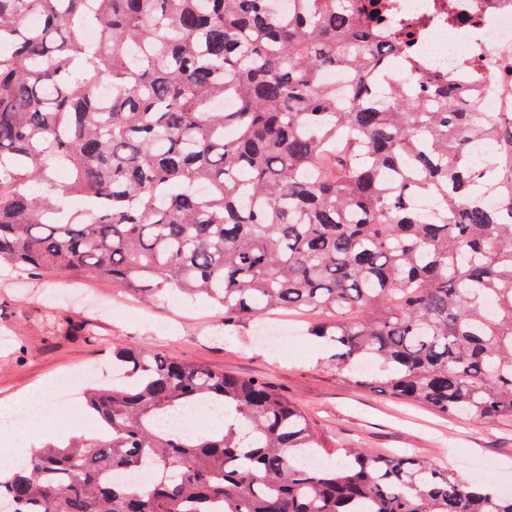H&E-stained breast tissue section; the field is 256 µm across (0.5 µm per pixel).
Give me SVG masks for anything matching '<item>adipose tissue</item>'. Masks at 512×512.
<instances>
[{"mask_svg":"<svg viewBox=\"0 0 512 512\" xmlns=\"http://www.w3.org/2000/svg\"><path fill=\"white\" fill-rule=\"evenodd\" d=\"M39 391L8 403H0V478L19 472L29 453L30 439L26 428L16 423L17 416L29 413L32 402L39 398Z\"/></svg>","mask_w":512,"mask_h":512,"instance_id":"1","label":"adipose tissue"}]
</instances>
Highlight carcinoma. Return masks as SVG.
<instances>
[{"label": "carcinoma", "instance_id": "obj_1", "mask_svg": "<svg viewBox=\"0 0 512 512\" xmlns=\"http://www.w3.org/2000/svg\"><path fill=\"white\" fill-rule=\"evenodd\" d=\"M289 2L0 0V264L204 296L226 327L317 315L357 382L512 421V118L431 78L376 100L415 65L380 5ZM474 139L495 150L481 168ZM112 365L128 379L85 402L104 436L35 450L0 480L15 512H512L490 479L412 455L299 465L318 438L266 380L137 346ZM188 406L224 429L171 435Z\"/></svg>", "mask_w": 512, "mask_h": 512}]
</instances>
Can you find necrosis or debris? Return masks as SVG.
<instances>
[{
  "label": "necrosis or debris",
  "instance_id": "4bbe7bcc",
  "mask_svg": "<svg viewBox=\"0 0 512 512\" xmlns=\"http://www.w3.org/2000/svg\"><path fill=\"white\" fill-rule=\"evenodd\" d=\"M430 76L474 83V102L512 117V0H382Z\"/></svg>",
  "mask_w": 512,
  "mask_h": 512
}]
</instances>
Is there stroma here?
Wrapping results in <instances>:
<instances>
[{"instance_id": "35a3bbf8", "label": "stroma", "mask_w": 512, "mask_h": 512, "mask_svg": "<svg viewBox=\"0 0 512 512\" xmlns=\"http://www.w3.org/2000/svg\"><path fill=\"white\" fill-rule=\"evenodd\" d=\"M277 324L294 349L254 337V326L225 327L223 311L203 299L165 295L150 301L129 296L125 286L64 274L32 277L0 267V402L32 387H53L65 374L109 365L113 348H152L182 361L241 377H263L306 412L326 464L347 448L415 453L467 476L486 467L500 485L512 484V422L477 424L430 408L397 401L383 385H358L331 359L326 343L308 334L306 318L283 314ZM82 407L37 412L28 421L33 442L47 428L81 432Z\"/></svg>"}]
</instances>
